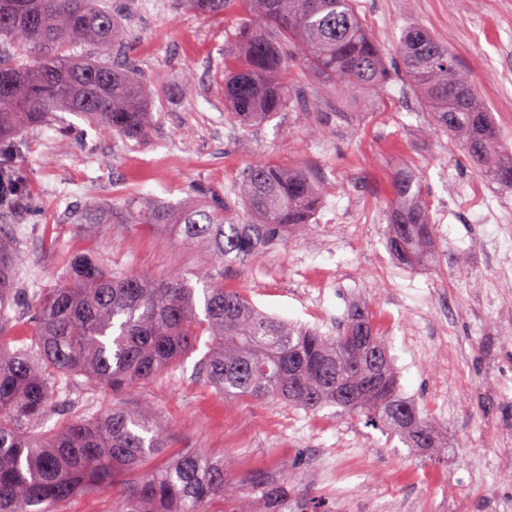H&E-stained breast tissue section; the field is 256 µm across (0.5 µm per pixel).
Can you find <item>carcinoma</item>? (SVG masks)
<instances>
[{"mask_svg":"<svg viewBox=\"0 0 512 512\" xmlns=\"http://www.w3.org/2000/svg\"><path fill=\"white\" fill-rule=\"evenodd\" d=\"M220 16L246 15L224 57V106L242 126L269 122L285 109L322 135L326 112L286 79L294 67L342 90L388 93L384 52L354 0H186ZM129 30L110 0H0V141L69 112L106 134L138 140L151 121L149 76L117 56ZM36 55L20 67L14 51ZM80 47L83 53L73 52ZM402 91L422 105L428 129L461 147L469 168L512 187V151L501 143L489 107L450 50L424 27L402 29L397 45ZM321 182L306 168L257 164L243 176L240 218L230 196L175 206L130 199L105 215L70 213L92 231L114 224H177L181 241L201 245L221 265L247 261L311 223ZM432 230L418 180L392 182L387 247L407 264H431ZM21 247L0 238V338L19 311L30 335L0 346V512H64L86 490L112 496V512H210L233 493L224 459L167 453L170 425L149 408L121 403L99 410L88 393L116 398L174 371L204 344L194 374L218 391L275 399L316 411L336 406L400 435L411 448H440L435 423L400 391L387 340L368 310H353L325 336L259 312L212 274L150 277L112 273L95 249L72 252L56 284L32 295L19 278ZM138 472L135 481L126 475Z\"/></svg>","mask_w":512,"mask_h":512,"instance_id":"obj_1","label":"carcinoma"}]
</instances>
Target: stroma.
I'll use <instances>...</instances> for the list:
<instances>
[{"mask_svg":"<svg viewBox=\"0 0 512 512\" xmlns=\"http://www.w3.org/2000/svg\"><path fill=\"white\" fill-rule=\"evenodd\" d=\"M124 47L147 71L154 121L140 140L102 135L61 113L0 144V166L27 195L0 233L19 241L20 268L42 288L72 251L97 248L116 272H211L261 310L335 332L365 305L390 345L403 394L433 420L442 447L409 448L326 407L234 399L184 368L130 388L126 406L150 405L171 423L172 452L224 457L231 486L267 512L260 484L285 487L281 512H512V223L481 224L460 148L426 132V114L392 84L389 96L354 97L353 119L312 137L301 113L241 127L224 113V47L238 15L206 18L184 0H120ZM388 63L401 30L425 27L447 44L512 145V0H357ZM309 166L324 175L314 224L255 259L220 267L185 247L175 226L116 224L88 237L68 221L74 206L128 197L177 204L194 190L221 196L257 163ZM417 178L436 225L431 266L406 264L386 246L397 173Z\"/></svg>","mask_w":512,"mask_h":512,"instance_id":"35a3bbf8","label":"stroma"}]
</instances>
